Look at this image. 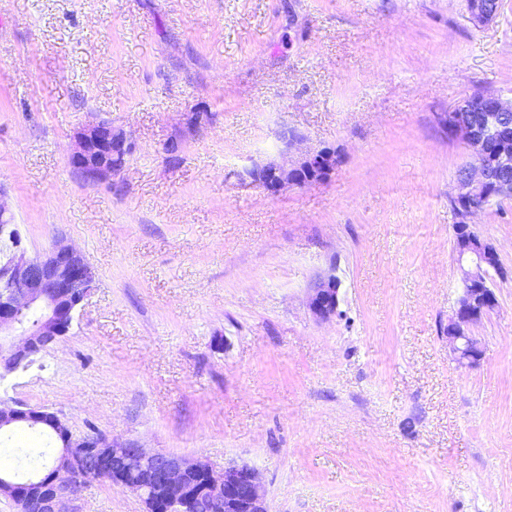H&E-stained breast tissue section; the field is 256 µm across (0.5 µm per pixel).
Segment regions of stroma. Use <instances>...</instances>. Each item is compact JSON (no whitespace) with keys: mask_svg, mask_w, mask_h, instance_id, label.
<instances>
[{"mask_svg":"<svg viewBox=\"0 0 512 512\" xmlns=\"http://www.w3.org/2000/svg\"><path fill=\"white\" fill-rule=\"evenodd\" d=\"M500 2L477 28L467 0H0V189L28 256L62 238L95 273L0 400L252 467L268 512H512V198L474 219L506 274L461 368L449 197L467 155L433 123L476 90L512 96ZM92 120L136 145L95 187L69 163ZM286 128L344 161L274 196L249 172L285 160ZM75 506L146 512L105 482ZM311 290L309 308L312 314L321 320H328L334 316L339 305L336 276L320 278Z\"/></svg>","mask_w":512,"mask_h":512,"instance_id":"obj_1","label":"stroma"}]
</instances>
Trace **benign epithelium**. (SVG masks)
<instances>
[{
  "instance_id": "obj_1",
  "label": "benign epithelium",
  "mask_w": 512,
  "mask_h": 512,
  "mask_svg": "<svg viewBox=\"0 0 512 512\" xmlns=\"http://www.w3.org/2000/svg\"><path fill=\"white\" fill-rule=\"evenodd\" d=\"M469 20L480 28L497 17L487 0H467ZM512 113V99L487 91L470 95L448 112L434 113L437 127L465 148L468 161L459 168L456 192L450 196L457 224L454 231L456 262L462 289L452 316L448 318V343L456 363L466 369L480 365L481 340L474 335L479 325L498 305L488 285L490 271L502 272L497 250L473 230L475 216L500 189L512 192L503 174L512 168V130L506 125ZM135 150L134 141L101 120L85 125L76 136L69 162L88 186L109 183L118 176ZM342 163L334 148L301 151L288 166L268 164L251 172L253 182L270 194L287 186L305 187L326 181ZM8 235L10 247L0 265V362L15 371L27 367L32 358L53 346L65 335L73 313L93 288L95 274L84 256L57 241L53 249L28 258L19 249L13 214L0 195V237ZM336 276L319 279L312 288L309 308L321 320L336 314L339 297ZM33 308L43 311L40 327L24 326V316ZM49 423L58 433L60 446L49 469V489L25 503V512H76L69 503L81 495V477H100L109 470L136 466L142 472L138 482L122 486L144 495L154 486L159 491L154 512H201L204 506L224 512H267L259 474L246 465H231L222 471L208 462L164 451H150L136 439L112 438L100 434H74L56 413L23 403L0 401V427L12 423ZM206 467V484L196 489L191 474Z\"/></svg>"
}]
</instances>
